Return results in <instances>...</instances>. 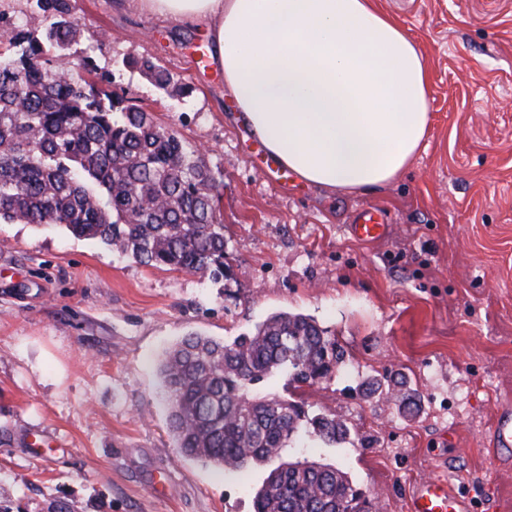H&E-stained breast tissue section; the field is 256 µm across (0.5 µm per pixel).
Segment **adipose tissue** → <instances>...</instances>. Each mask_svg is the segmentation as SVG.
<instances>
[{
    "mask_svg": "<svg viewBox=\"0 0 512 512\" xmlns=\"http://www.w3.org/2000/svg\"><path fill=\"white\" fill-rule=\"evenodd\" d=\"M126 2L205 24L238 119L305 183L390 182L427 135L425 58L372 0Z\"/></svg>",
    "mask_w": 512,
    "mask_h": 512,
    "instance_id": "adipose-tissue-1",
    "label": "adipose tissue"
}]
</instances>
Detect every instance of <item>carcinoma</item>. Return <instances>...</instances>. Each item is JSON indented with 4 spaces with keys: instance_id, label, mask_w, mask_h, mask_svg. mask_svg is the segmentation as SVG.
I'll use <instances>...</instances> for the list:
<instances>
[{
    "instance_id": "obj_1",
    "label": "carcinoma",
    "mask_w": 512,
    "mask_h": 512,
    "mask_svg": "<svg viewBox=\"0 0 512 512\" xmlns=\"http://www.w3.org/2000/svg\"><path fill=\"white\" fill-rule=\"evenodd\" d=\"M42 38L0 17V223L63 226L146 266L224 276L222 193L202 152L170 125L103 87L89 56L73 59L76 0H31ZM157 87L170 78L131 60ZM336 339L296 313L220 341L191 334L165 351L159 374L176 448L218 470L277 462L254 494V512H371L342 469L286 454L303 433L327 443L350 430L303 403L258 397L273 372L313 385L343 363Z\"/></svg>"
}]
</instances>
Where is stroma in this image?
<instances>
[{"mask_svg":"<svg viewBox=\"0 0 512 512\" xmlns=\"http://www.w3.org/2000/svg\"><path fill=\"white\" fill-rule=\"evenodd\" d=\"M430 70L426 143L394 181L362 190L284 174L236 118L218 67L196 68L204 28L124 0H77L76 54L203 152L222 184V279L141 265L60 227L0 224V512H253L269 468L180 456L158 361L185 335L227 341L277 312L313 319L345 351L329 379L255 387L345 422L289 458L342 468L379 512H407L446 476L477 512H512V467L485 440L512 399V0H376ZM150 60L186 97L127 59ZM382 210L384 238L347 231ZM402 379L417 408L365 393Z\"/></svg>","mask_w":512,"mask_h":512,"instance_id":"35a3bbf8","label":"stroma"}]
</instances>
